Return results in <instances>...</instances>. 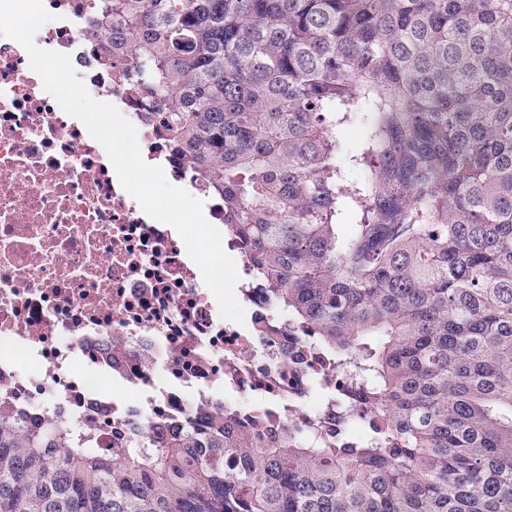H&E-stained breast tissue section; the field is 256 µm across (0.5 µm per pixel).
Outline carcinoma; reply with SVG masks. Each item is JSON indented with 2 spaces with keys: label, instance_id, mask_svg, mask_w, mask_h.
<instances>
[{
  "label": "carcinoma",
  "instance_id": "obj_1",
  "mask_svg": "<svg viewBox=\"0 0 512 512\" xmlns=\"http://www.w3.org/2000/svg\"><path fill=\"white\" fill-rule=\"evenodd\" d=\"M84 36L235 224L265 335L340 382L112 453L0 413V512H512V0H93ZM384 162L339 238L336 114ZM351 417L364 434L333 432Z\"/></svg>",
  "mask_w": 512,
  "mask_h": 512
}]
</instances>
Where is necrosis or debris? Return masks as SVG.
Returning a JSON list of instances; mask_svg holds the SVG:
<instances>
[{
    "mask_svg": "<svg viewBox=\"0 0 512 512\" xmlns=\"http://www.w3.org/2000/svg\"><path fill=\"white\" fill-rule=\"evenodd\" d=\"M43 2L52 19L35 43L68 54L90 96L135 123L144 159L205 200L225 252L239 255L223 202L179 166L86 42L82 27L106 26L93 0ZM237 300L241 325L221 317L183 240L123 190L102 145L45 91L24 48L0 35V404L30 427L58 419L91 431L101 452L208 415L229 391L258 397L274 423H297L328 372L278 363L249 280ZM22 357L34 371L19 368Z\"/></svg>",
    "mask_w": 512,
    "mask_h": 512,
    "instance_id": "obj_1",
    "label": "necrosis or debris"
}]
</instances>
